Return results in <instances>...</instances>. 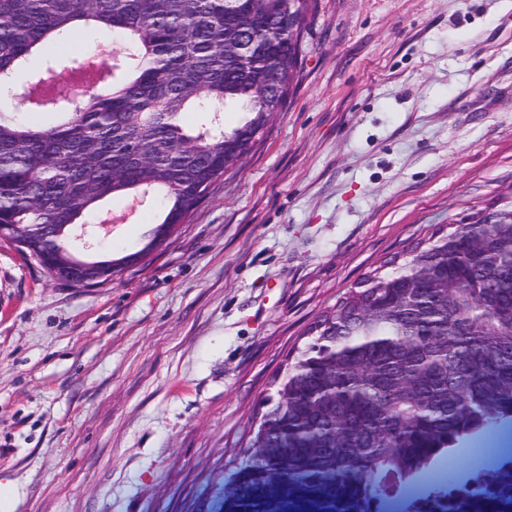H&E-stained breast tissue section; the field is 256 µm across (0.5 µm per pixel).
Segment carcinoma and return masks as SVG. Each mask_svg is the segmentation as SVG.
I'll return each mask as SVG.
<instances>
[{
  "instance_id": "1",
  "label": "carcinoma",
  "mask_w": 512,
  "mask_h": 512,
  "mask_svg": "<svg viewBox=\"0 0 512 512\" xmlns=\"http://www.w3.org/2000/svg\"><path fill=\"white\" fill-rule=\"evenodd\" d=\"M317 0H0V225L21 224L30 257H79L74 225L103 202L156 196L186 217L286 101L301 66L286 18ZM93 27L132 47L102 90L74 105L47 76L14 82L43 53L65 56ZM252 34L265 54L245 63ZM244 113L226 132L221 107ZM204 115L196 130L181 113ZM57 111L59 121L30 120ZM347 289L309 329L249 452L224 484V512H381L461 440L512 423V200L433 231Z\"/></svg>"
}]
</instances>
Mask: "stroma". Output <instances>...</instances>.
Here are the masks:
<instances>
[{
    "mask_svg": "<svg viewBox=\"0 0 512 512\" xmlns=\"http://www.w3.org/2000/svg\"><path fill=\"white\" fill-rule=\"evenodd\" d=\"M284 107L147 248L123 198L71 288L0 239L9 512H218L290 352L348 288L512 186V0H317ZM489 434L437 471L488 465Z\"/></svg>",
    "mask_w": 512,
    "mask_h": 512,
    "instance_id": "stroma-1",
    "label": "stroma"
}]
</instances>
